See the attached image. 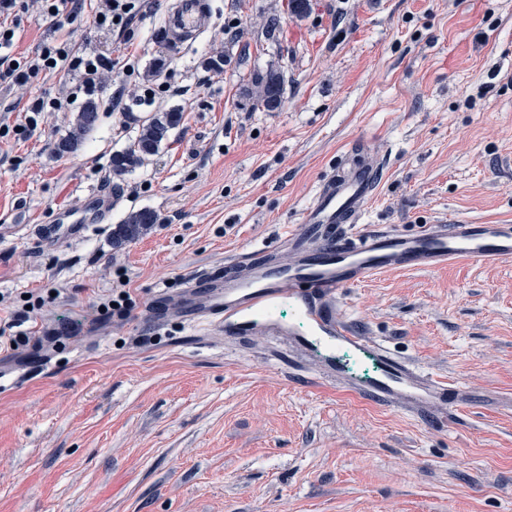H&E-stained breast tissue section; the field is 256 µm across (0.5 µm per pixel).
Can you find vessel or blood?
I'll return each mask as SVG.
<instances>
[{
    "mask_svg": "<svg viewBox=\"0 0 512 512\" xmlns=\"http://www.w3.org/2000/svg\"><path fill=\"white\" fill-rule=\"evenodd\" d=\"M210 21L207 0H175L165 20L170 42L190 45ZM381 170L374 157H361L352 145L341 163L323 178L303 212L300 233L285 237L292 257L281 261L271 251L225 260L223 277L193 279V318H214L217 334L235 337L264 329L284 330L275 319L281 302H289L309 331L303 341L330 353L329 371H340L335 350L349 346L374 351L380 373L353 392L379 401L395 395L418 396L430 382L387 349L370 347L365 337L336 311L340 291L389 269H434L456 261L478 263L512 259V224H424L411 233L397 228L354 231L377 189Z\"/></svg>",
    "mask_w": 512,
    "mask_h": 512,
    "instance_id": "1",
    "label": "vessel or blood"
}]
</instances>
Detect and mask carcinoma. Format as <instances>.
<instances>
[{"label": "carcinoma", "instance_id": "cac0c4a2", "mask_svg": "<svg viewBox=\"0 0 512 512\" xmlns=\"http://www.w3.org/2000/svg\"><path fill=\"white\" fill-rule=\"evenodd\" d=\"M258 104L268 111L277 109L283 97V75L276 71L256 74L252 79ZM98 119V105L86 102L78 113L69 133L55 145L58 154L72 153L78 149L87 135L93 131ZM182 112L172 109L159 112L148 119L139 134L125 150L112 155V174L122 177L142 166L146 159L156 154L168 139L169 132L179 126ZM158 223L156 213L141 209L131 213L112 230V246L121 247L150 231Z\"/></svg>", "mask_w": 512, "mask_h": 512}]
</instances>
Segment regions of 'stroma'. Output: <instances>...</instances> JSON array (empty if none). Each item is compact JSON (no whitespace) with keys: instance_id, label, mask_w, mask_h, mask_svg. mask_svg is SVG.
<instances>
[{"instance_id":"1","label":"stroma","mask_w":512,"mask_h":512,"mask_svg":"<svg viewBox=\"0 0 512 512\" xmlns=\"http://www.w3.org/2000/svg\"><path fill=\"white\" fill-rule=\"evenodd\" d=\"M168 5L135 25V72L105 73L76 152L54 151L71 112L10 133L29 98L68 87L62 73L0 84V331L56 293L22 325V358L0 352V512H512V260L386 271L338 295L371 343L446 383L413 403L353 394L288 337L211 336L179 306L150 315L225 259L288 260L283 238L354 141L381 167L362 230L512 221V0H210L183 48L163 35ZM59 36L30 6L14 54ZM69 36L123 48L86 8ZM220 54L223 70L204 67ZM161 67L171 91L135 106ZM271 69L284 91L268 112L245 90ZM173 108L159 152L114 178L113 153ZM105 188L111 218L52 232ZM143 208L158 224L113 247ZM120 285L128 318L101 321Z\"/></svg>"}]
</instances>
